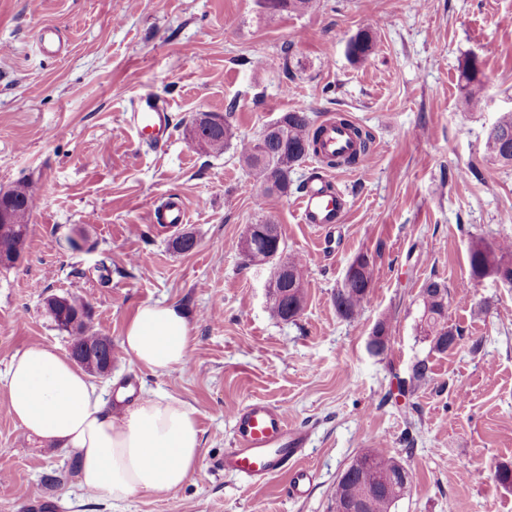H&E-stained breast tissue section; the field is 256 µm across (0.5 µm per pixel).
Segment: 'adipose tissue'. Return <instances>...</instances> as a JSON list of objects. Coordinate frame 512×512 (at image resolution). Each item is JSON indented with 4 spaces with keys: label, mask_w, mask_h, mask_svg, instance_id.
I'll return each mask as SVG.
<instances>
[{
    "label": "adipose tissue",
    "mask_w": 512,
    "mask_h": 512,
    "mask_svg": "<svg viewBox=\"0 0 512 512\" xmlns=\"http://www.w3.org/2000/svg\"><path fill=\"white\" fill-rule=\"evenodd\" d=\"M192 343L183 310L161 304L139 307L121 338L130 362L158 374L182 370ZM0 387L16 420L44 446L74 451L88 491L115 501L174 492L200 466L196 411L173 395L141 396L113 413L89 376L46 346L15 354Z\"/></svg>",
    "instance_id": "ef3b65f1"
}]
</instances>
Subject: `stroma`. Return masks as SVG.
<instances>
[{"label": "stroma", "mask_w": 512, "mask_h": 512, "mask_svg": "<svg viewBox=\"0 0 512 512\" xmlns=\"http://www.w3.org/2000/svg\"><path fill=\"white\" fill-rule=\"evenodd\" d=\"M368 23L373 51L353 61L347 44ZM46 24L61 54L37 41ZM472 57L477 109L462 78ZM147 99L173 114L159 148L130 127ZM297 109L353 120L369 151L327 171L306 157L288 194L259 196L236 148L205 153L188 133L193 115L229 111L255 140ZM510 111L512 0H312L275 15L261 0H0V190L26 181L38 195L20 259L0 268V373L31 346L69 354L50 296L86 299L95 330L115 342L139 307L173 303L194 338L183 370L156 374L117 350L93 382L108 405L122 386L186 401L202 438L200 468L180 490L115 502L81 489L76 454L44 447L0 390V512H333L338 477L371 448L416 475L396 512H512V487L494 478L512 467V287L473 279L469 263L472 237L512 238V164L485 152ZM317 172L347 201L324 234L296 209L297 184ZM171 197L198 239L186 253L171 245L176 230L156 229ZM268 221L308 267L295 323L271 312V267L240 248L248 226ZM361 256L376 284L344 319L333 296ZM430 280L447 285L448 324L461 333L445 352L424 331L418 293ZM381 321L389 338L374 354ZM420 360L427 380L400 391ZM250 400L282 406L308 432L301 463L315 479L304 497L283 495L284 473L252 485L219 469L233 414ZM479 72L480 71H478L475 66V60L465 61L462 68V78L465 80L466 86L468 87L466 102L468 106L473 109L479 108L482 103V82L480 78H478Z\"/></svg>", "instance_id": "obj_1"}]
</instances>
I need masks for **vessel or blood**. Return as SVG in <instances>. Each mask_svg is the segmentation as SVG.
Returning <instances> with one entry per match:
<instances>
[{
    "label": "vessel or blood",
    "instance_id": "obj_1",
    "mask_svg": "<svg viewBox=\"0 0 512 512\" xmlns=\"http://www.w3.org/2000/svg\"><path fill=\"white\" fill-rule=\"evenodd\" d=\"M132 121L141 138L150 144H160L170 135L172 116L167 105L146 103L134 111ZM317 150L322 155H351L358 152L359 144L349 126L330 116L324 121ZM297 208L301 223L319 229L342 221L345 200L343 194L310 184L298 198ZM186 220L185 206L178 199L169 200L159 218L166 229ZM233 421L232 446L224 454L225 471L254 484L290 472L284 492L290 498L302 497L310 471L299 467L297 460L308 440L306 431L290 426L283 408L258 400L242 405Z\"/></svg>",
    "mask_w": 512,
    "mask_h": 512
}]
</instances>
